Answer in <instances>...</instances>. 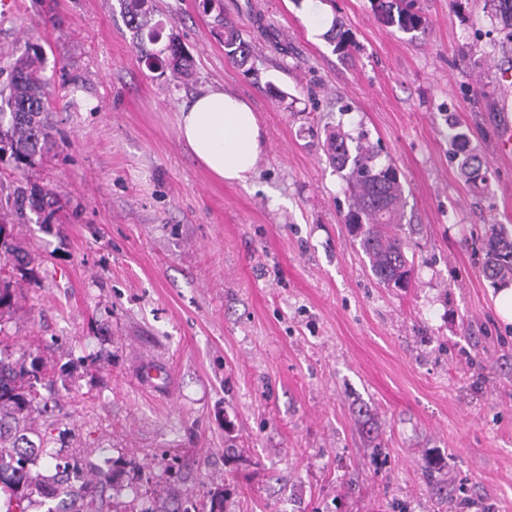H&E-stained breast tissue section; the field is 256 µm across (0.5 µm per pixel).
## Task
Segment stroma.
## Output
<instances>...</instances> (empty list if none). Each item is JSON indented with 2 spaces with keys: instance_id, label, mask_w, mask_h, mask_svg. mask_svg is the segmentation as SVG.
I'll return each mask as SVG.
<instances>
[{
  "instance_id": "obj_1",
  "label": "stroma",
  "mask_w": 512,
  "mask_h": 512,
  "mask_svg": "<svg viewBox=\"0 0 512 512\" xmlns=\"http://www.w3.org/2000/svg\"><path fill=\"white\" fill-rule=\"evenodd\" d=\"M0 15V83L41 54L55 145L0 163V221L26 263L0 268V347L40 358L61 419L51 445L138 496L209 512H512V324L482 273L512 228V41L484 0H414L410 34L372 0H222L253 45L224 54L201 0H155L193 58L185 78L140 63L118 0H17ZM322 9L348 52L312 34ZM285 92L271 96L267 83ZM212 87L246 98L266 133L247 184L213 177L177 128ZM366 136L403 187L409 288L383 287L353 242L333 131ZM489 165L460 173L453 144ZM52 192L46 223L17 187ZM144 361L166 365L151 387ZM454 137L458 142V152L461 154L460 169L462 174L474 186L485 185L488 181V167L477 154L468 149L463 133L458 132Z\"/></svg>"
}]
</instances>
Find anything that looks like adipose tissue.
Here are the masks:
<instances>
[{
	"label": "adipose tissue",
	"mask_w": 512,
	"mask_h": 512,
	"mask_svg": "<svg viewBox=\"0 0 512 512\" xmlns=\"http://www.w3.org/2000/svg\"><path fill=\"white\" fill-rule=\"evenodd\" d=\"M178 130L193 157L215 177L241 184L256 172L265 132L250 102L214 88L194 95Z\"/></svg>",
	"instance_id": "adipose-tissue-1"
}]
</instances>
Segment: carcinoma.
Here are the masks:
<instances>
[{
	"label": "carcinoma",
	"instance_id": "cac0c4a2",
	"mask_svg": "<svg viewBox=\"0 0 512 512\" xmlns=\"http://www.w3.org/2000/svg\"><path fill=\"white\" fill-rule=\"evenodd\" d=\"M382 19L403 32L424 28L423 17L414 10L413 0H372ZM491 16L512 29V0H485ZM128 28L133 32L135 50L148 69L174 77L190 75L192 60L182 43L169 34L165 47L154 52L147 48L162 39L161 23H151L155 12L153 0H119ZM224 28V53L240 66L252 55V45L234 26L216 16ZM334 50L344 51L350 34L337 23L327 32ZM46 82L41 61L36 54H25L10 66L7 90L0 89V152L9 151L15 162L33 166L51 147L54 135L46 120ZM460 169L474 186L486 184L488 167L468 149L465 135L455 134ZM329 158L334 168L346 172L350 191L347 224L352 236L368 258L379 283L385 288H407L411 282L413 261L408 257L409 244L400 234L402 228V184L391 164H377L379 151L361 139L354 143L339 132L328 137ZM57 201L47 192L19 187L14 206L37 214L53 210ZM484 275L494 282L512 277V232L500 226L487 244ZM54 393L53 381L43 376L38 359H27L0 349V490L8 493L5 512H29L33 494H38L45 512H99V502L106 494L119 496L128 486L116 479L117 470H102L79 458L64 457L48 447V434L29 437L27 422L32 413L42 412L37 400V384ZM54 467L49 477L31 473L37 463Z\"/></svg>",
	"mask_w": 512,
	"mask_h": 512
}]
</instances>
